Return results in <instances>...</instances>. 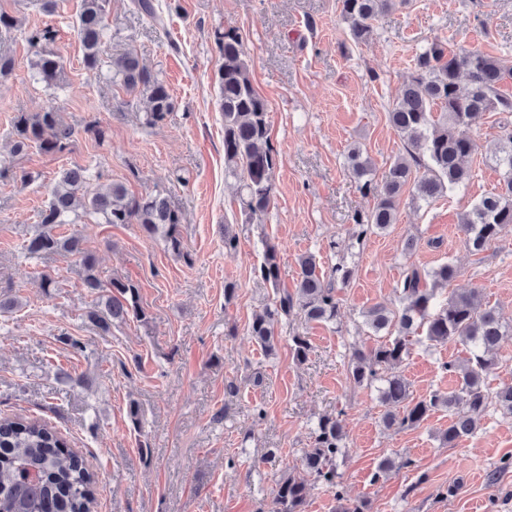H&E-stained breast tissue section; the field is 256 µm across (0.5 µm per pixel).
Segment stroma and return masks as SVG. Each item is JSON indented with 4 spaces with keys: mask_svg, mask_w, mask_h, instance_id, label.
<instances>
[{
    "mask_svg": "<svg viewBox=\"0 0 512 512\" xmlns=\"http://www.w3.org/2000/svg\"><path fill=\"white\" fill-rule=\"evenodd\" d=\"M165 29L149 24L130 0H112L105 58L134 53L169 87L174 110L156 126L143 125L145 95L129 96L107 69L87 68L76 29L79 0H60L57 12L28 0H0L20 27L56 30L70 92L34 76L35 51L0 32V54L12 73L0 79V295L18 305L0 313V416L40 418L56 427L99 476L98 512H273L285 468L311 447L318 416L344 410L348 456L339 471L350 498L370 512H512V471L497 485L487 474L512 456V417L492 409L478 433L442 445L448 415L439 411L415 427L385 430L374 388L348 377L350 347L373 346L362 314L398 305L404 267L451 262L458 276L448 291L478 289L484 302L512 324V227L482 253L469 252L460 214L499 187L489 155L505 112H487L475 132L480 148L466 164L476 176L465 190L431 204L403 193L398 220L385 232L356 241L354 218L376 197L360 190L344 166L360 147L382 178L406 144L391 128L388 107L414 73L419 48L447 42L512 63V0H396L374 24L372 38L354 43L338 0H155ZM236 29L248 51L250 76L267 101L271 141L278 154L274 198L260 223L243 221L237 185L224 172V121L215 82L222 59L215 36ZM58 112L75 131L69 150L44 155L10 152L9 131L20 112ZM100 127L104 141L90 129ZM88 163L102 184L130 192L165 190L179 211L188 259L167 250L135 224L84 218V246L96 258L102 283L118 279L139 289L144 318H128L99 335L84 318L93 298L72 257L25 260L32 231L62 170ZM238 249L224 250L225 233ZM414 252H406L408 238ZM277 245L280 285L294 288L297 259L315 254L323 270L342 263L351 272L340 288V326L292 317L278 324L274 352L247 333L253 315L274 290L253 276L263 241ZM58 288L45 296L41 274ZM237 292L225 300L224 285ZM308 336L307 361L295 362L288 338ZM80 339L71 353L65 338ZM461 345L414 346L399 371L414 397L451 390L443 363L463 358ZM141 410L133 426L130 403ZM263 418H255V410ZM97 421V432L87 425ZM276 459L264 461L267 451ZM414 465L375 478L387 458ZM461 484L442 499L440 491Z\"/></svg>",
    "mask_w": 512,
    "mask_h": 512,
    "instance_id": "stroma-1",
    "label": "stroma"
}]
</instances>
